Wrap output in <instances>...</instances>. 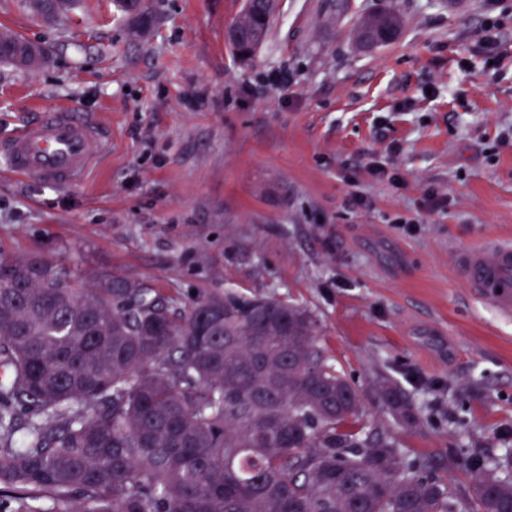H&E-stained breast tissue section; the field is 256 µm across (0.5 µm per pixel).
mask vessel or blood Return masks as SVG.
I'll use <instances>...</instances> for the list:
<instances>
[{
  "instance_id": "1",
  "label": "vessel or blood",
  "mask_w": 512,
  "mask_h": 512,
  "mask_svg": "<svg viewBox=\"0 0 512 512\" xmlns=\"http://www.w3.org/2000/svg\"><path fill=\"white\" fill-rule=\"evenodd\" d=\"M105 137L100 125L80 112L59 107L41 113L13 136L0 139V158L11 172L50 185L80 182ZM455 267L464 284L512 313V240L488 239L457 252Z\"/></svg>"
}]
</instances>
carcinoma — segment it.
Instances as JSON below:
<instances>
[{
    "instance_id": "obj_1",
    "label": "carcinoma",
    "mask_w": 512,
    "mask_h": 512,
    "mask_svg": "<svg viewBox=\"0 0 512 512\" xmlns=\"http://www.w3.org/2000/svg\"><path fill=\"white\" fill-rule=\"evenodd\" d=\"M78 0H31L49 18ZM138 32L148 0H118ZM271 13L245 17L242 57ZM0 63L29 68L0 31ZM0 498L14 512H463L451 487L358 426L316 323L280 298L198 296L180 310L144 283L64 280L0 259ZM392 415L413 419L396 388ZM481 512H512V478L472 462Z\"/></svg>"
}]
</instances>
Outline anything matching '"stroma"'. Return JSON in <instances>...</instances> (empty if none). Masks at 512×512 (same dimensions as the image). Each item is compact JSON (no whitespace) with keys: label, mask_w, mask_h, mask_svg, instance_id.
I'll return each mask as SVG.
<instances>
[{"label":"stroma","mask_w":512,"mask_h":512,"mask_svg":"<svg viewBox=\"0 0 512 512\" xmlns=\"http://www.w3.org/2000/svg\"><path fill=\"white\" fill-rule=\"evenodd\" d=\"M242 7L156 0L138 37L115 0L54 20L0 0V29L49 52L31 71L0 64V138L63 106L107 132L77 184L0 164V255L134 278L182 306L233 292L305 307L368 429L480 512L468 459L512 477V316L453 254L512 238V0H277L245 60L227 39ZM386 8L395 38L358 43ZM383 379L413 422L392 418Z\"/></svg>","instance_id":"obj_1"}]
</instances>
